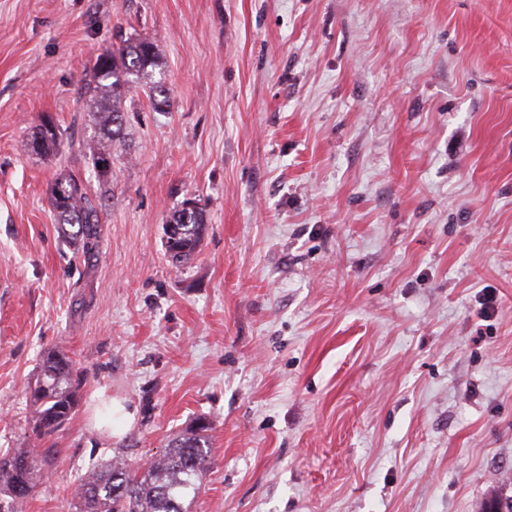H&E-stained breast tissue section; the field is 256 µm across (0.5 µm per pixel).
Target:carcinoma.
I'll use <instances>...</instances> for the list:
<instances>
[{"instance_id": "obj_1", "label": "carcinoma", "mask_w": 512, "mask_h": 512, "mask_svg": "<svg viewBox=\"0 0 512 512\" xmlns=\"http://www.w3.org/2000/svg\"><path fill=\"white\" fill-rule=\"evenodd\" d=\"M158 66L156 48L146 40L122 39L94 60L84 107L105 130L112 131V136L87 144L93 167L110 163L111 137L117 136L123 124L125 103L132 94L146 88L150 96L169 101V89L153 79ZM59 135L56 127L42 126L25 142L24 150L48 155L58 148ZM52 205L63 237L82 255L95 254L99 203L88 196L83 182L70 175L59 176L52 189ZM169 223L179 228V234L164 241V246L172 265L180 267L195 257L207 225L201 211L185 208L176 211ZM78 386L70 357L56 347L44 350L34 382L29 385L35 443L52 436L69 420ZM210 430L208 420L197 419L145 467L133 468L120 453L100 464L74 490L79 512H189L209 468ZM50 453L49 448L35 446L17 448L0 457V512H17L15 505L30 497Z\"/></svg>"}]
</instances>
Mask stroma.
I'll use <instances>...</instances> for the list:
<instances>
[{"mask_svg":"<svg viewBox=\"0 0 512 512\" xmlns=\"http://www.w3.org/2000/svg\"><path fill=\"white\" fill-rule=\"evenodd\" d=\"M122 37L171 105L128 100L100 176L81 100ZM45 120L58 152H24ZM62 174L102 203L97 259L59 237ZM189 199L208 231L175 269ZM52 346L77 402L20 512H75L95 465L200 417L191 512L512 498V0H0L1 450L33 440ZM98 390L135 410L121 436Z\"/></svg>","mask_w":512,"mask_h":512,"instance_id":"35a3bbf8","label":"stroma"}]
</instances>
